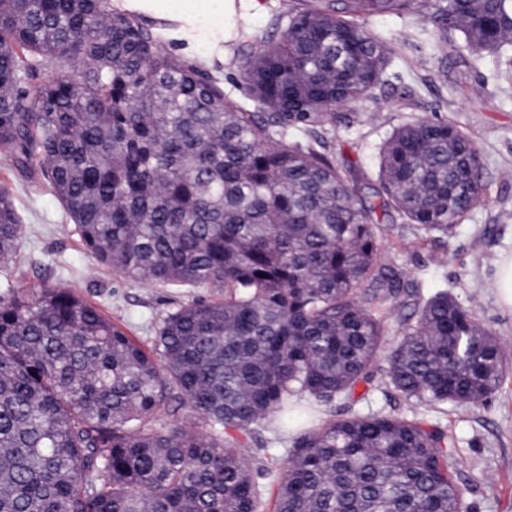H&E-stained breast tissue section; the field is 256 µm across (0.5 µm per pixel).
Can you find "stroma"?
<instances>
[{"label": "stroma", "instance_id": "obj_1", "mask_svg": "<svg viewBox=\"0 0 512 512\" xmlns=\"http://www.w3.org/2000/svg\"><path fill=\"white\" fill-rule=\"evenodd\" d=\"M368 26L391 39L395 50L387 85L375 99L355 104L360 120L337 127L330 156L337 166L356 165L366 187L377 180L382 141L399 125L442 119L474 140L488 172L479 205L441 241L405 224L384 225L380 261L418 281L423 292L445 286L460 301L475 299L477 321L512 351V308L499 302L495 289L498 260L512 256V68L491 56H458L454 32L448 45L437 49L435 37L413 14L376 16ZM0 186L9 190L25 226L15 254L0 263V294L9 286L61 282L145 343L168 312L209 296L206 288L135 285L113 274L83 247L48 183L1 157ZM444 253L449 262L437 267L435 259ZM423 418L447 425L458 438L452 463L472 512H512V370L486 403L445 415L429 409ZM270 437L256 428L258 450L247 458L253 480L265 490L260 512H271L277 484L267 472L269 457L283 452L279 445L264 451Z\"/></svg>", "mask_w": 512, "mask_h": 512}]
</instances>
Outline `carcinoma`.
Listing matches in <instances>:
<instances>
[{
	"instance_id": "carcinoma-1",
	"label": "carcinoma",
	"mask_w": 512,
	"mask_h": 512,
	"mask_svg": "<svg viewBox=\"0 0 512 512\" xmlns=\"http://www.w3.org/2000/svg\"><path fill=\"white\" fill-rule=\"evenodd\" d=\"M402 12L472 55L512 50V0H317L216 64L253 112L110 0H0V155L41 174L113 273L218 289L149 345L58 283L0 295V512H258L254 427L278 439L289 397L328 407L360 385L409 415L295 432L270 457L274 512H467L455 441L420 410L487 402L506 354L448 289L380 263L378 231L397 215L451 236L480 202L479 150L447 121L405 123L367 192L327 153L386 83L393 48L367 20ZM23 236L1 187L0 261ZM368 404L374 410H383L386 413L405 414L406 405L401 397L395 392L386 389L384 386L371 391L369 394Z\"/></svg>"
}]
</instances>
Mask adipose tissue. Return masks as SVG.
Wrapping results in <instances>:
<instances>
[{"label":"adipose tissue","mask_w":512,"mask_h":512,"mask_svg":"<svg viewBox=\"0 0 512 512\" xmlns=\"http://www.w3.org/2000/svg\"><path fill=\"white\" fill-rule=\"evenodd\" d=\"M115 8L159 22L189 59L209 66L224 57V34L234 29L235 0H113Z\"/></svg>","instance_id":"obj_1"}]
</instances>
